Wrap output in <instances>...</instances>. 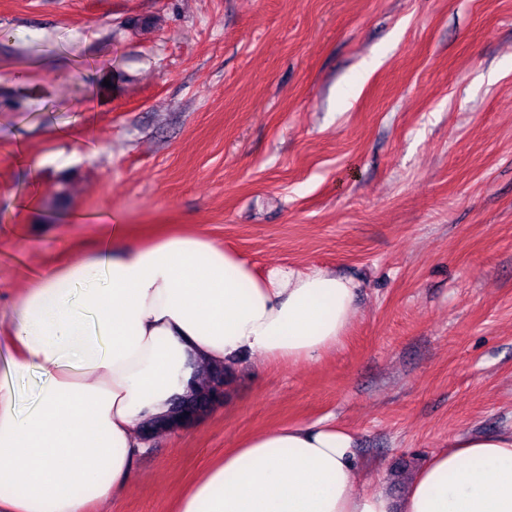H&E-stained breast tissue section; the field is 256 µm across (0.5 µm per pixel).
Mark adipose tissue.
I'll list each match as a JSON object with an SVG mask.
<instances>
[{"mask_svg": "<svg viewBox=\"0 0 512 512\" xmlns=\"http://www.w3.org/2000/svg\"><path fill=\"white\" fill-rule=\"evenodd\" d=\"M355 285L335 273L261 272L203 234L134 239L23 276L0 324V512H90L128 485L138 430L196 370L244 355L307 361L351 324ZM356 435L329 419L252 433L200 473L177 512H512V429L456 437L401 501L361 487Z\"/></svg>", "mask_w": 512, "mask_h": 512, "instance_id": "ef3b65f1", "label": "adipose tissue"}]
</instances>
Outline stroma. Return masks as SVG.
Returning <instances> with one entry per match:
<instances>
[{"label": "stroma", "instance_id": "obj_1", "mask_svg": "<svg viewBox=\"0 0 512 512\" xmlns=\"http://www.w3.org/2000/svg\"><path fill=\"white\" fill-rule=\"evenodd\" d=\"M115 218L327 268L356 304L317 359L246 355L97 512H174L240 436L324 417L401 497L512 428V0H0V319Z\"/></svg>", "mask_w": 512, "mask_h": 512}]
</instances>
